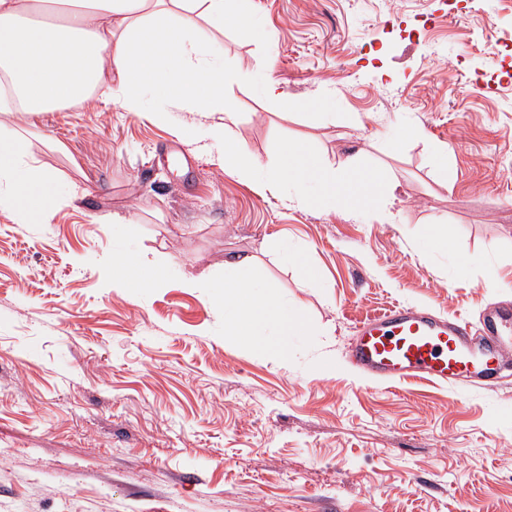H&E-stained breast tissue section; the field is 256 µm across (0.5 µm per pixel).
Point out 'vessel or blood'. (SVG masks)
<instances>
[{
  "mask_svg": "<svg viewBox=\"0 0 512 512\" xmlns=\"http://www.w3.org/2000/svg\"><path fill=\"white\" fill-rule=\"evenodd\" d=\"M512 312L497 306L480 326L448 321L421 307L394 306L361 322L349 361L380 383L424 380L449 385L464 379L485 385L512 357Z\"/></svg>",
  "mask_w": 512,
  "mask_h": 512,
  "instance_id": "vessel-or-blood-1",
  "label": "vessel or blood"
}]
</instances>
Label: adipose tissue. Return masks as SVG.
<instances>
[{"mask_svg": "<svg viewBox=\"0 0 512 512\" xmlns=\"http://www.w3.org/2000/svg\"><path fill=\"white\" fill-rule=\"evenodd\" d=\"M202 11L215 31L224 29V0H0V208L20 223H51L62 208L88 196L70 184L59 193L58 175L30 141L7 125L17 114L38 115L92 100L159 120L172 112L192 116L185 129L225 173L258 182L283 203L320 201L329 210L360 217L368 202L355 191V157L333 166L301 141L283 142L277 161L260 171L238 145L239 114L224 93L235 75L226 71L214 40L202 38L189 15ZM114 278L136 288L161 285L162 271L143 256L121 255ZM225 345L287 356V337L309 324L287 300L266 295L250 258L225 262L222 289Z\"/></svg>", "mask_w": 512, "mask_h": 512, "instance_id": "obj_1", "label": "adipose tissue"}]
</instances>
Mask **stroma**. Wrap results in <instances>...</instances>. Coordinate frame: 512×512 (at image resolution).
<instances>
[{
    "label": "stroma",
    "mask_w": 512,
    "mask_h": 512,
    "mask_svg": "<svg viewBox=\"0 0 512 512\" xmlns=\"http://www.w3.org/2000/svg\"><path fill=\"white\" fill-rule=\"evenodd\" d=\"M249 5L265 38L218 36L242 146L264 165L294 139L356 155L390 176L362 186L388 217L262 196L178 135L186 112L15 116L90 194L49 224L0 211V512H512V359L487 389L384 385L346 357L393 304L474 324L512 310V0ZM271 78L303 108L267 100ZM410 124L420 138L393 146ZM120 251L167 282L114 287ZM236 255L313 328L287 359L222 342ZM200 274L211 288L184 287Z\"/></svg>",
    "instance_id": "35a3bbf8"
}]
</instances>
